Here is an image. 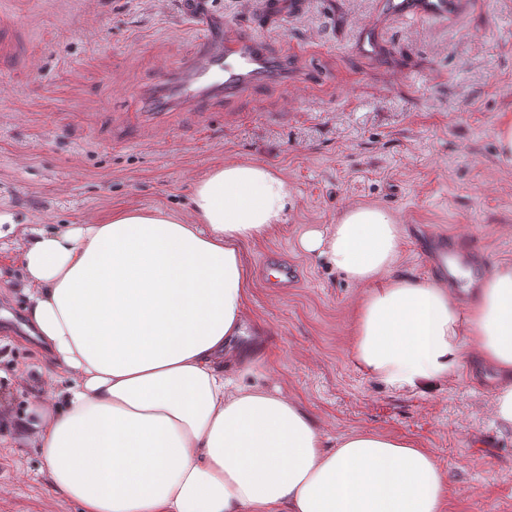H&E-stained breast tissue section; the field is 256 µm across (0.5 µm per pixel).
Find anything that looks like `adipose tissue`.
Returning a JSON list of instances; mask_svg holds the SVG:
<instances>
[{
	"label": "adipose tissue",
	"instance_id": "1",
	"mask_svg": "<svg viewBox=\"0 0 512 512\" xmlns=\"http://www.w3.org/2000/svg\"><path fill=\"white\" fill-rule=\"evenodd\" d=\"M191 204L188 224L137 207L53 228L0 213V239L24 243L27 317L62 381L13 417L10 440L34 438L53 495L82 512H446L431 450L374 431L330 437L280 390L225 372L257 360L240 247L287 222L284 177L229 162ZM404 240L390 212L357 204L300 244L365 290L363 373L426 395L474 353L512 431V265L487 270L463 307L446 285L396 274Z\"/></svg>",
	"mask_w": 512,
	"mask_h": 512
}]
</instances>
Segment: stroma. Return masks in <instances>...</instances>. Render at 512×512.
Returning a JSON list of instances; mask_svg holds the SVG:
<instances>
[{
	"instance_id": "35a3bbf8",
	"label": "stroma",
	"mask_w": 512,
	"mask_h": 512,
	"mask_svg": "<svg viewBox=\"0 0 512 512\" xmlns=\"http://www.w3.org/2000/svg\"><path fill=\"white\" fill-rule=\"evenodd\" d=\"M196 0H0L27 34L0 61V212L18 224H86L113 209L185 220L216 165L256 161L288 182L282 231L242 247L248 315L264 326L248 386H279L332 437L377 431L431 450L447 512H512V434L493 417L495 373L463 360L433 395L398 394L352 357L361 287L304 252L301 235L354 204L390 211L406 232L399 274L429 280L418 226L465 235L512 264V165L496 133L512 117V0L445 22L386 19L376 58L355 50L378 0H302L269 30L287 78L209 106L162 110L159 81L199 47ZM21 241L0 249V434L31 395L57 388L34 354L16 287ZM299 284L281 289L282 264ZM33 440L0 447V512H79L55 500Z\"/></svg>"
}]
</instances>
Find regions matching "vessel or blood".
Returning a JSON list of instances; mask_svg holds the SVG:
<instances>
[{
    "mask_svg": "<svg viewBox=\"0 0 512 512\" xmlns=\"http://www.w3.org/2000/svg\"><path fill=\"white\" fill-rule=\"evenodd\" d=\"M381 13L401 20H447L480 0H380ZM200 46L165 84L171 91L169 108L192 111L205 101L259 90L275 70L266 36L228 33L211 36L200 26ZM386 40L382 24L366 25L357 32L356 49L363 55L377 53ZM427 271L436 278L453 281L452 269L462 265L472 272L470 288H479L490 260L474 241L427 233L418 242Z\"/></svg>",
    "mask_w": 512,
    "mask_h": 512,
    "instance_id": "obj_1",
    "label": "vessel or blood"
}]
</instances>
